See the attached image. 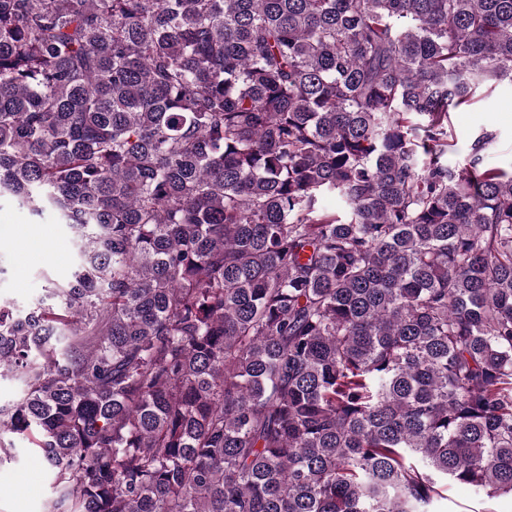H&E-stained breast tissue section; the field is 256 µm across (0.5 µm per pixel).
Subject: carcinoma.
Returning a JSON list of instances; mask_svg holds the SVG:
<instances>
[{
  "label": "carcinoma",
  "mask_w": 512,
  "mask_h": 512,
  "mask_svg": "<svg viewBox=\"0 0 512 512\" xmlns=\"http://www.w3.org/2000/svg\"><path fill=\"white\" fill-rule=\"evenodd\" d=\"M504 80L512 0H0V201L77 246L0 301L49 512L512 497V168L448 163Z\"/></svg>",
  "instance_id": "1"
}]
</instances>
